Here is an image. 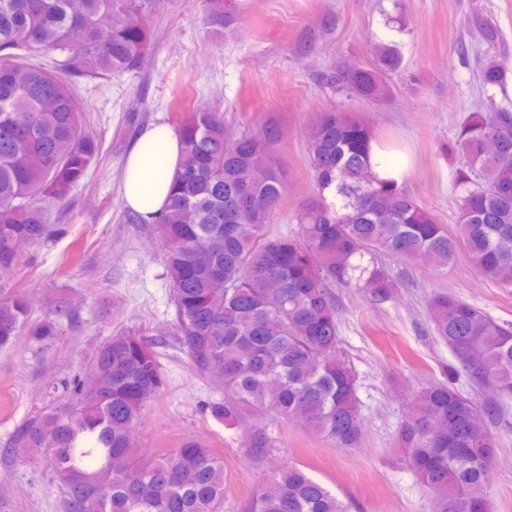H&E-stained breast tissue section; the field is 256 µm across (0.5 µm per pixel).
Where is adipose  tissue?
I'll return each instance as SVG.
<instances>
[{
    "label": "adipose tissue",
    "mask_w": 512,
    "mask_h": 512,
    "mask_svg": "<svg viewBox=\"0 0 512 512\" xmlns=\"http://www.w3.org/2000/svg\"><path fill=\"white\" fill-rule=\"evenodd\" d=\"M180 154L178 132L163 124L145 129L128 151L122 195L126 205L145 221H155L164 210Z\"/></svg>",
    "instance_id": "1"
}]
</instances>
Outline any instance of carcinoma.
Listing matches in <instances>:
<instances>
[{
    "label": "carcinoma",
    "mask_w": 512,
    "mask_h": 512,
    "mask_svg": "<svg viewBox=\"0 0 512 512\" xmlns=\"http://www.w3.org/2000/svg\"><path fill=\"white\" fill-rule=\"evenodd\" d=\"M146 0H0V277L21 263L16 239L39 244L60 233L51 206L83 181L101 152L74 105L68 77L92 79L140 68L151 39ZM211 24L234 17L209 0ZM402 68L393 45L370 67L338 63L326 82L348 97L387 103V77ZM485 85L507 72L479 62ZM182 156L169 201L155 224L176 309V336L193 367L224 399L208 406L240 447L267 470L240 512H350L351 503L296 465H272L278 449L267 428L300 421L338 448L364 436L357 375L340 350L332 288L384 300L394 281L388 255L441 271L465 256L485 279L512 288V112L463 117L448 155L459 160V232L452 235L408 188L371 166L374 136L345 112H322L306 153L315 191L293 219L295 237L267 232L286 191L274 150L276 124L261 135L230 134L218 113L199 109L177 125ZM497 138L489 153L486 138ZM29 303L0 297V348L26 327ZM430 332L453 362L420 388L396 429L397 447L436 512H493L484 494L496 448L489 421L512 401V324L450 293L428 301ZM94 376L69 385L65 407L30 422L21 447L45 455L70 512H223L224 458L195 439L146 459L131 434L166 380L153 346L127 333L101 345ZM466 377L493 399L476 403L456 381Z\"/></svg>",
    "instance_id": "carcinoma-1"
}]
</instances>
